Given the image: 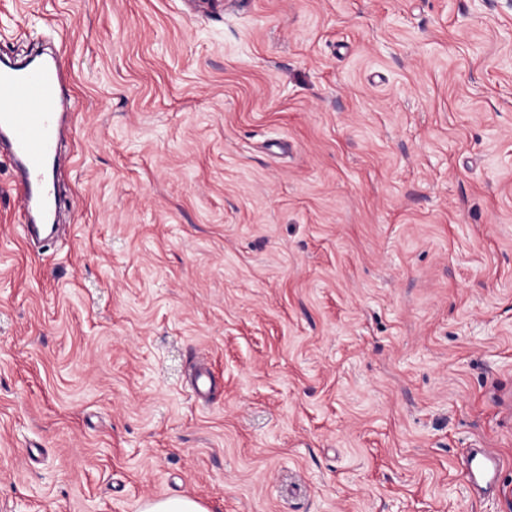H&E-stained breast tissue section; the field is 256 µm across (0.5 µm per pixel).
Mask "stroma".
I'll list each match as a JSON object with an SVG mask.
<instances>
[{"mask_svg": "<svg viewBox=\"0 0 512 512\" xmlns=\"http://www.w3.org/2000/svg\"><path fill=\"white\" fill-rule=\"evenodd\" d=\"M40 38L79 108L53 243L0 153V512H512V12L0 0ZM500 457L486 448H470L464 458L465 482L478 491L494 492L499 487ZM141 512H207L200 502L189 498L148 499L141 506Z\"/></svg>", "mask_w": 512, "mask_h": 512, "instance_id": "stroma-1", "label": "stroma"}]
</instances>
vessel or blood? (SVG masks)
I'll use <instances>...</instances> for the list:
<instances>
[{
  "mask_svg": "<svg viewBox=\"0 0 512 512\" xmlns=\"http://www.w3.org/2000/svg\"><path fill=\"white\" fill-rule=\"evenodd\" d=\"M59 64L0 67V133L6 134L12 159L21 170L18 198L23 217L52 196L46 169L57 153L59 121L68 101ZM500 457L486 448L469 449L463 477L474 489L490 493L499 487Z\"/></svg>",
  "mask_w": 512,
  "mask_h": 512,
  "instance_id": "vessel-or-blood-1",
  "label": "vessel or blood"
}]
</instances>
